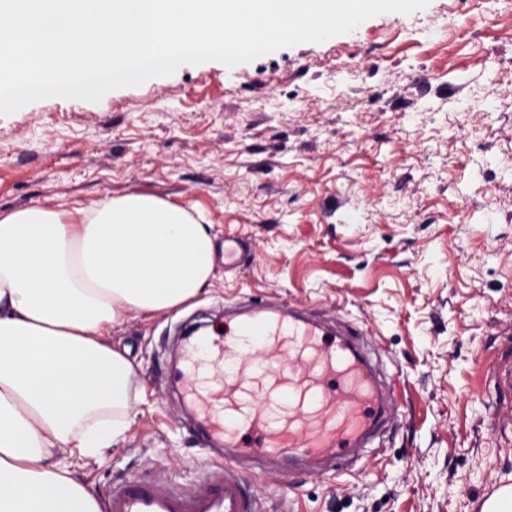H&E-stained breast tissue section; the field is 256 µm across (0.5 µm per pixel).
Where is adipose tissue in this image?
Masks as SVG:
<instances>
[{
  "mask_svg": "<svg viewBox=\"0 0 512 512\" xmlns=\"http://www.w3.org/2000/svg\"><path fill=\"white\" fill-rule=\"evenodd\" d=\"M214 249L152 195L0 213V512H99L71 466L130 427L133 366L108 332L198 298Z\"/></svg>",
  "mask_w": 512,
  "mask_h": 512,
  "instance_id": "obj_1",
  "label": "adipose tissue"
}]
</instances>
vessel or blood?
<instances>
[{
  "instance_id": "vessel-or-blood-1",
  "label": "vessel or blood",
  "mask_w": 512,
  "mask_h": 512,
  "mask_svg": "<svg viewBox=\"0 0 512 512\" xmlns=\"http://www.w3.org/2000/svg\"><path fill=\"white\" fill-rule=\"evenodd\" d=\"M358 333L279 303L225 312L223 335L185 337L173 383L211 465L190 489L118 483L105 512H260L249 472L287 461L347 470L392 413Z\"/></svg>"
}]
</instances>
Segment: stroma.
I'll use <instances>...</instances> for the list:
<instances>
[{"label": "stroma", "mask_w": 512, "mask_h": 512, "mask_svg": "<svg viewBox=\"0 0 512 512\" xmlns=\"http://www.w3.org/2000/svg\"><path fill=\"white\" fill-rule=\"evenodd\" d=\"M126 194L202 217L215 262L207 293L112 329L133 422L77 471L97 500L130 478L198 482L209 460L171 386L180 328L273 300L364 328L395 412L350 473L251 474L266 512H482L512 485V0H430L0 116V213Z\"/></svg>", "instance_id": "35a3bbf8"}]
</instances>
